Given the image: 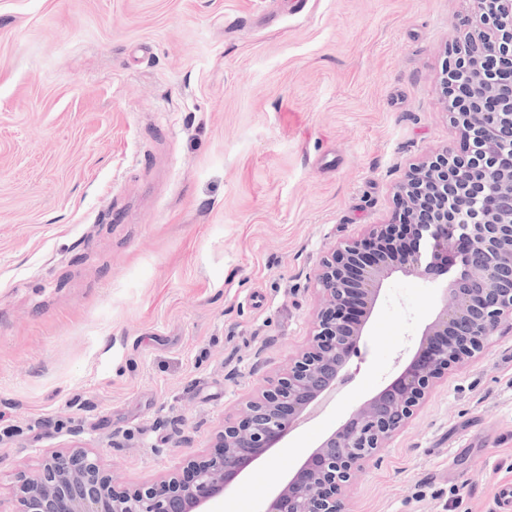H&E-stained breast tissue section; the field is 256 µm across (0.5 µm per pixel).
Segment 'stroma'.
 Wrapping results in <instances>:
<instances>
[{"instance_id": "35a3bbf8", "label": "stroma", "mask_w": 512, "mask_h": 512, "mask_svg": "<svg viewBox=\"0 0 512 512\" xmlns=\"http://www.w3.org/2000/svg\"><path fill=\"white\" fill-rule=\"evenodd\" d=\"M0 0V512L83 449L156 483L310 340L334 246L458 145L440 90L470 0ZM393 273L349 378L235 484L259 504L389 384L443 307ZM512 325L356 474L348 512H498Z\"/></svg>"}]
</instances>
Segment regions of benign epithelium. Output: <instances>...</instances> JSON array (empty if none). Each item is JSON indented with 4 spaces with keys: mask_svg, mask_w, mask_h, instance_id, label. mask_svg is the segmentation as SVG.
<instances>
[{
    "mask_svg": "<svg viewBox=\"0 0 512 512\" xmlns=\"http://www.w3.org/2000/svg\"><path fill=\"white\" fill-rule=\"evenodd\" d=\"M472 4L475 29L442 79L460 150L410 168L398 186V220L321 261L313 339L224 426L215 452L152 486L123 490L87 452L56 454L21 480L15 512H212L345 377L383 281L398 271L444 275V306L401 373L354 409L261 510L347 512L355 472L407 424L448 369L481 352L512 316V0Z\"/></svg>",
    "mask_w": 512,
    "mask_h": 512,
    "instance_id": "benign-epithelium-1",
    "label": "benign epithelium"
}]
</instances>
